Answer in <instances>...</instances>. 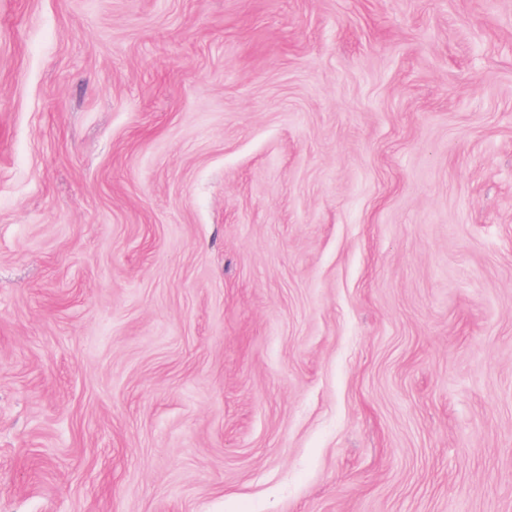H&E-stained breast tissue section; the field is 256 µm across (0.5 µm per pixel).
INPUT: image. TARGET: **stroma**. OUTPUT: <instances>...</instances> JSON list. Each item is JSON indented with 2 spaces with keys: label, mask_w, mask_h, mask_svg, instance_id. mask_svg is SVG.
Returning <instances> with one entry per match:
<instances>
[{
  "label": "stroma",
  "mask_w": 512,
  "mask_h": 512,
  "mask_svg": "<svg viewBox=\"0 0 512 512\" xmlns=\"http://www.w3.org/2000/svg\"><path fill=\"white\" fill-rule=\"evenodd\" d=\"M0 512H512V0H0Z\"/></svg>",
  "instance_id": "35a3bbf8"
}]
</instances>
